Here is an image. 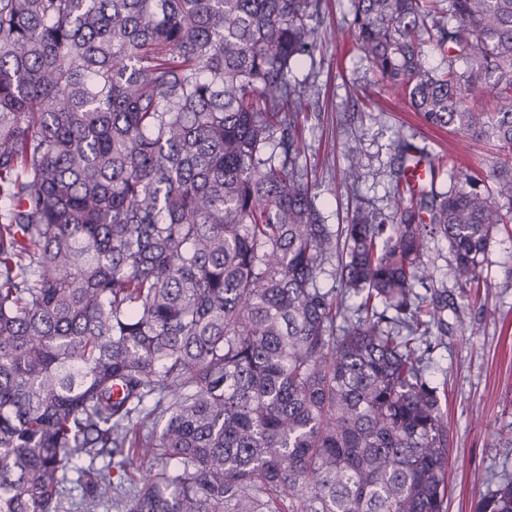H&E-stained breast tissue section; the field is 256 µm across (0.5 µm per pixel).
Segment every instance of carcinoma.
I'll return each mask as SVG.
<instances>
[{
  "instance_id": "obj_1",
  "label": "carcinoma",
  "mask_w": 512,
  "mask_h": 512,
  "mask_svg": "<svg viewBox=\"0 0 512 512\" xmlns=\"http://www.w3.org/2000/svg\"><path fill=\"white\" fill-rule=\"evenodd\" d=\"M351 5L383 85L503 157L439 192L400 136L393 215L336 231L290 79L324 0H0V512H447L422 255L478 288L508 219L512 0Z\"/></svg>"
}]
</instances>
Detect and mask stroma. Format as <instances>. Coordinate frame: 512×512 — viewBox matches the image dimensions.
<instances>
[{"mask_svg": "<svg viewBox=\"0 0 512 512\" xmlns=\"http://www.w3.org/2000/svg\"><path fill=\"white\" fill-rule=\"evenodd\" d=\"M350 0H328L316 24L319 48L295 68L293 80L312 87V107L300 158L328 224L348 222L356 209L391 214L389 173L394 141L406 136L434 155L454 154L455 177L438 187L462 184L499 159L492 141L430 127L402 102L381 91L350 37ZM359 153L358 182H349L346 156ZM423 261L453 308L447 335L431 339L428 374L448 391V512H474L480 496L512 474V223L491 236L481 288L460 287L447 241H429Z\"/></svg>", "mask_w": 512, "mask_h": 512, "instance_id": "stroma-1", "label": "stroma"}]
</instances>
